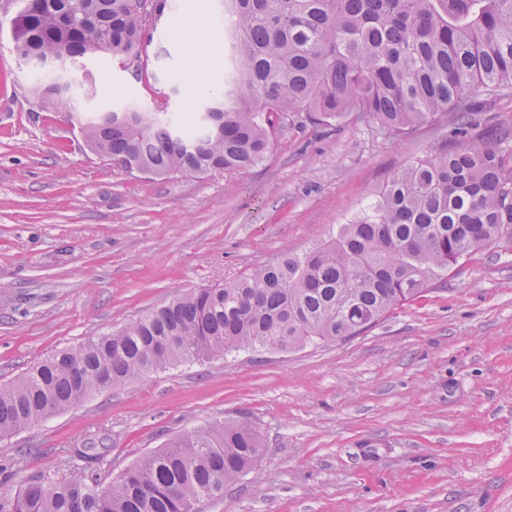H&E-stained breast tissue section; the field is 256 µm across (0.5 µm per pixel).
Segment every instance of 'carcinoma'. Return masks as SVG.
Listing matches in <instances>:
<instances>
[{
  "instance_id": "cac0c4a2",
  "label": "carcinoma",
  "mask_w": 512,
  "mask_h": 512,
  "mask_svg": "<svg viewBox=\"0 0 512 512\" xmlns=\"http://www.w3.org/2000/svg\"><path fill=\"white\" fill-rule=\"evenodd\" d=\"M224 12L222 131L138 116L85 114L63 79L36 83L46 110L72 112L99 156L144 174L241 171L261 163L288 115L327 125L350 113L395 136L456 114L458 144L371 192L374 212L331 239L284 254L224 286L199 288L117 331L88 336L0 387V437L90 396L170 366L240 350L287 351L358 336L437 288L494 240L512 248L509 135L469 132L472 96L512 87V0H219ZM168 0H18L12 38L39 69L64 52L106 45L141 59L147 25ZM262 436L251 421H214L168 441L105 488L88 483L79 450L60 480L29 477L0 492V512H190L251 471Z\"/></svg>"
}]
</instances>
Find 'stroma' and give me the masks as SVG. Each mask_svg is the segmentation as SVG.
<instances>
[{"mask_svg":"<svg viewBox=\"0 0 512 512\" xmlns=\"http://www.w3.org/2000/svg\"><path fill=\"white\" fill-rule=\"evenodd\" d=\"M14 0H0V386L86 337L118 330L197 288L301 254L362 208L371 189L446 149L455 116L394 136L346 116L289 117L245 172L127 173L42 111L13 52ZM143 73L87 55L70 65L96 92L83 109L167 100L194 106L184 40L201 42L197 92L223 91L216 0H176ZM474 134L512 132V90L474 97ZM260 430L254 469L199 512H512V250L491 245L443 285L367 332L286 352H231L150 373L0 438V491L60 479L86 450L107 486L143 456L215 420Z\"/></svg>","mask_w":512,"mask_h":512,"instance_id":"1","label":"stroma"}]
</instances>
